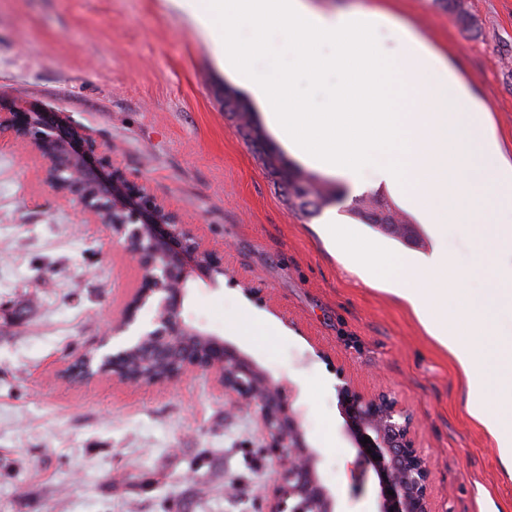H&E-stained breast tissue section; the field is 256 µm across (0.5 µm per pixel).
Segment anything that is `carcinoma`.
I'll list each match as a JSON object with an SVG mask.
<instances>
[{"instance_id":"1","label":"carcinoma","mask_w":512,"mask_h":512,"mask_svg":"<svg viewBox=\"0 0 512 512\" xmlns=\"http://www.w3.org/2000/svg\"><path fill=\"white\" fill-rule=\"evenodd\" d=\"M224 112L237 122L245 141L252 147L274 184L286 191L288 204L304 216H314L329 205L331 196L312 176L288 165L270 147L262 129L255 123L250 108L229 89H224ZM351 212L371 228L398 240L418 241L417 228L404 223L389 205L370 198L353 200Z\"/></svg>"}]
</instances>
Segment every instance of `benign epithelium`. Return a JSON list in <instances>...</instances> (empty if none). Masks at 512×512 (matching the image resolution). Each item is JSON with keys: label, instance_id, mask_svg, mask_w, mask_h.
I'll return each instance as SVG.
<instances>
[{"label": "benign epithelium", "instance_id": "1", "mask_svg": "<svg viewBox=\"0 0 512 512\" xmlns=\"http://www.w3.org/2000/svg\"><path fill=\"white\" fill-rule=\"evenodd\" d=\"M30 143L46 160L39 178L58 200L81 207L84 223L103 224L140 266L142 281L98 344L66 370L77 382L112 377L131 386H160L190 373L208 375L222 393L248 405L267 434L278 480L264 497L267 512H339L337 498L318 475V451L304 438L291 408V388L276 381L236 346L205 332L183 315L189 294L188 268L224 274V255L207 247L190 225L130 178L112 158V148L87 138L46 112L0 109V132ZM154 309L149 326L116 348L113 339L130 330L138 312ZM156 363L154 373L131 371V355ZM101 364L97 372L90 357ZM347 425L366 468L381 488L377 512H432L431 462L415 442L413 416L387 394L367 397L350 383L338 386ZM369 438L363 445L360 440Z\"/></svg>", "mask_w": 512, "mask_h": 512}]
</instances>
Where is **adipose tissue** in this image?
Masks as SVG:
<instances>
[{
  "instance_id": "obj_1",
  "label": "adipose tissue",
  "mask_w": 512,
  "mask_h": 512,
  "mask_svg": "<svg viewBox=\"0 0 512 512\" xmlns=\"http://www.w3.org/2000/svg\"><path fill=\"white\" fill-rule=\"evenodd\" d=\"M212 41L224 71L251 94L279 144L354 193L392 191L428 224L423 256L401 253L328 214L319 233L365 283L400 299L455 363L468 415L512 481V158L488 107L448 55L379 8L325 11L309 0H174ZM283 29L287 47L267 32ZM453 231L474 233L462 267ZM482 292L468 286L471 275Z\"/></svg>"
}]
</instances>
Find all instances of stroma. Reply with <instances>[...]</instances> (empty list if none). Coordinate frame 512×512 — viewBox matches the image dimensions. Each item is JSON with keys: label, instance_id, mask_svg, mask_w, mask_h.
Returning <instances> with one entry per match:
<instances>
[{"label": "stroma", "instance_id": "35a3bbf8", "mask_svg": "<svg viewBox=\"0 0 512 512\" xmlns=\"http://www.w3.org/2000/svg\"><path fill=\"white\" fill-rule=\"evenodd\" d=\"M466 2V24L438 0L388 7L450 51L511 154L512 0ZM229 83L171 0H0V103L56 113L110 144L132 179L223 251L217 281L192 271L184 316L297 387L293 408L341 512H374L380 494L376 474L357 469L343 377L416 418L432 512H512V483L463 410L447 352L291 209L224 113ZM41 163L32 146L0 139V512H256L277 478L266 435L205 374L149 388L58 380L142 272L104 225L58 205ZM242 307L262 328L225 330Z\"/></svg>", "mask_w": 512, "mask_h": 512}]
</instances>
